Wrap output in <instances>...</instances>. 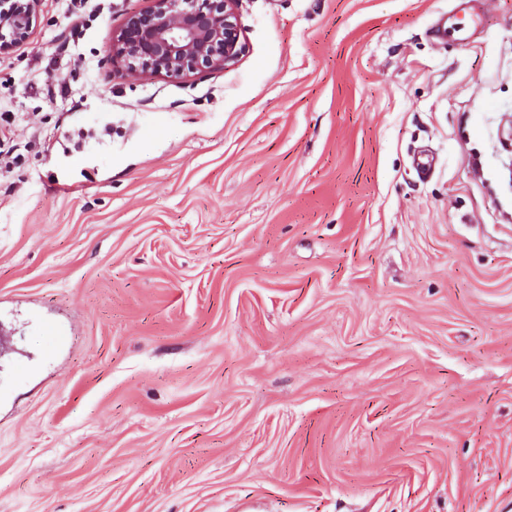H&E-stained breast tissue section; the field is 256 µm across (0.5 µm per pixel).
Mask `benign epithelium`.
<instances>
[{
  "label": "benign epithelium",
  "instance_id": "1",
  "mask_svg": "<svg viewBox=\"0 0 512 512\" xmlns=\"http://www.w3.org/2000/svg\"><path fill=\"white\" fill-rule=\"evenodd\" d=\"M109 38L112 73L178 81L221 72L241 53L238 0H148ZM41 0H0V54L25 40Z\"/></svg>",
  "mask_w": 512,
  "mask_h": 512
}]
</instances>
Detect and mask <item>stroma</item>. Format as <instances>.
Masks as SVG:
<instances>
[{"mask_svg": "<svg viewBox=\"0 0 512 512\" xmlns=\"http://www.w3.org/2000/svg\"><path fill=\"white\" fill-rule=\"evenodd\" d=\"M146 4L0 56V512H512V0H242L233 67L113 76Z\"/></svg>", "mask_w": 512, "mask_h": 512, "instance_id": "35a3bbf8", "label": "stroma"}]
</instances>
